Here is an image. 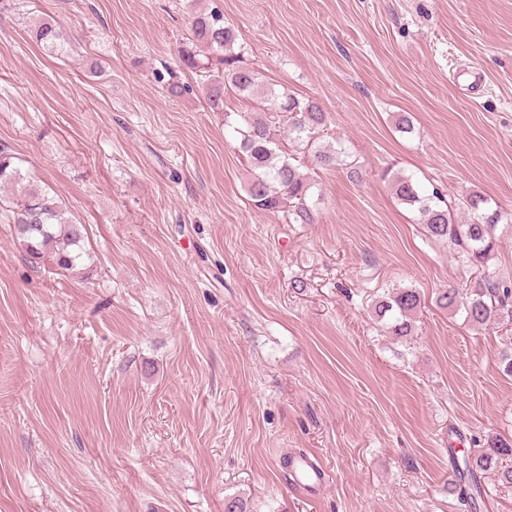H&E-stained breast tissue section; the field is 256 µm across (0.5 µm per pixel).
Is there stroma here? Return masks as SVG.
Segmentation results:
<instances>
[{
	"label": "stroma",
	"mask_w": 512,
	"mask_h": 512,
	"mask_svg": "<svg viewBox=\"0 0 512 512\" xmlns=\"http://www.w3.org/2000/svg\"><path fill=\"white\" fill-rule=\"evenodd\" d=\"M204 9L343 143L299 157L314 223L252 205L232 128L253 102L211 111L179 67ZM0 150L89 255L34 270L0 216V512H460L453 461L512 439V323L435 304L512 281V223L480 269L391 187L439 189L458 223L473 194L512 213V0H0ZM398 287L425 302L403 343L374 313ZM288 472L296 485L314 488L327 480V471L319 464L312 465L309 458L288 454Z\"/></svg>",
	"instance_id": "35a3bbf8"
}]
</instances>
